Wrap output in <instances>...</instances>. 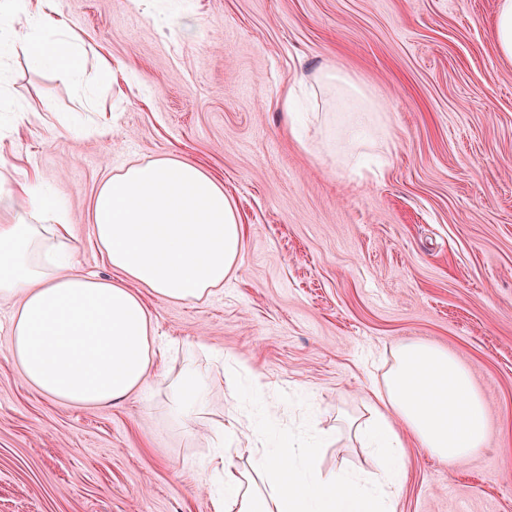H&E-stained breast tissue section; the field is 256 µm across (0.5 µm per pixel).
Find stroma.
I'll use <instances>...</instances> for the list:
<instances>
[{
  "mask_svg": "<svg viewBox=\"0 0 512 512\" xmlns=\"http://www.w3.org/2000/svg\"><path fill=\"white\" fill-rule=\"evenodd\" d=\"M85 42L82 83L10 59L22 112L5 176L37 178L72 226L83 271L111 270L90 203L113 168L173 155L224 186L245 265L197 305L148 303L174 369L247 367L274 427L337 429L323 471L368 468L349 424L383 362L409 342L447 350L487 407V449L455 466L415 443L396 512H512V62L498 0H53ZM183 10L195 37L161 28ZM112 63L101 70L99 57ZM321 65L378 106L310 104L284 124V87ZM87 122L106 130L79 135ZM0 305V512H215L201 427L169 410L164 381L121 406H65L25 386ZM497 51L504 60L512 62V1L499 0L495 20Z\"/></svg>",
  "mask_w": 512,
  "mask_h": 512,
  "instance_id": "1",
  "label": "stroma"
}]
</instances>
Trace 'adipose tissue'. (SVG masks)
Wrapping results in <instances>:
<instances>
[{
    "mask_svg": "<svg viewBox=\"0 0 512 512\" xmlns=\"http://www.w3.org/2000/svg\"><path fill=\"white\" fill-rule=\"evenodd\" d=\"M47 0H0V77L18 46L38 67L79 77L81 45L59 26L51 40L35 33L50 21ZM93 237L114 271L84 273L71 248L67 217L29 181L0 179V304L11 308L8 356L24 383L65 405L105 407L148 391L167 365L147 297L201 303L241 272L245 229L222 184L175 156L137 160L112 173L91 203ZM205 377L171 375L172 412L198 421ZM371 416L355 435L372 451L371 471L323 474L319 448L332 441L279 432L263 438L253 418L211 429L217 512H396L407 480L404 436L456 464L488 444L486 407L468 371L447 351L411 342L395 348ZM248 465L231 462L240 435Z\"/></svg>",
    "mask_w": 512,
    "mask_h": 512,
    "instance_id": "1",
    "label": "adipose tissue"
}]
</instances>
